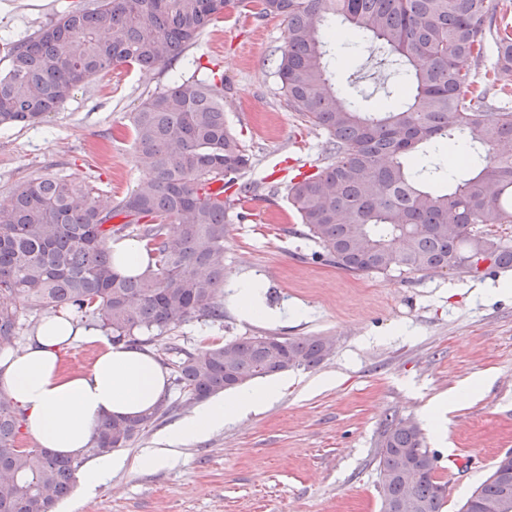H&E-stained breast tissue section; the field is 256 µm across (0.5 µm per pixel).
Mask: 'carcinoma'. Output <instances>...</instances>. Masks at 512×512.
Here are the masks:
<instances>
[{"instance_id": "carcinoma-1", "label": "carcinoma", "mask_w": 512, "mask_h": 512, "mask_svg": "<svg viewBox=\"0 0 512 512\" xmlns=\"http://www.w3.org/2000/svg\"><path fill=\"white\" fill-rule=\"evenodd\" d=\"M232 0H79L32 34L0 45V125L39 123L80 86L112 67L151 71L178 60ZM257 18L287 23L277 76L288 108L327 135L318 172L291 184L288 199L306 236L336 268L354 274L512 267V241L476 226L512 221V24L488 0H238ZM341 16L370 34L374 52L400 77L397 111L365 112L336 89L328 56ZM496 69L483 82L467 63L484 54ZM133 147L145 178L123 196L67 176L31 175L0 205V343L19 335L20 306L44 316L71 313L112 343L146 344L192 319L224 321L226 211L237 201L213 182L250 193L253 157L224 115V75L177 76L130 113ZM465 143V173H448L427 148ZM122 218L118 224L112 223ZM153 259L139 274L112 267L109 243L128 230ZM328 336H245L185 353L174 382L203 401L259 378L317 367ZM168 407L107 419L81 456L24 447L22 411L0 394V512H55L90 458L131 447ZM379 485L409 497L417 512H442L437 455L419 426L394 414L379 442ZM421 460L416 484L394 479L403 456ZM492 475L469 497V512L499 498Z\"/></svg>"}]
</instances>
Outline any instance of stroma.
Returning a JSON list of instances; mask_svg holds the SVG:
<instances>
[{
  "mask_svg": "<svg viewBox=\"0 0 512 512\" xmlns=\"http://www.w3.org/2000/svg\"><path fill=\"white\" fill-rule=\"evenodd\" d=\"M66 0H0V38L36 31ZM283 19L255 23L225 13L172 66L151 72L125 65L78 88L41 124L0 127V201L32 174L73 176L97 191L124 196L143 178L128 125L141 98L187 73L193 59L224 73V112L255 162L262 207L227 212L224 322L191 319L148 348L167 372L179 350L241 336H331L332 353L316 368L285 373L279 398L226 423L207 440L156 468L137 459L157 436L196 407L170 386V413L128 448L124 465L79 508L57 512H381L376 455L386 415L415 421L438 455L446 485L443 512H459L512 449V270L358 275L316 254L288 202L299 172L322 165L326 134L288 110L275 61L285 43ZM332 50L328 64L346 97L365 109L385 103L369 59L372 40ZM261 278L275 321L244 316L234 286ZM302 308L299 317L291 308ZM481 381L477 399L433 414V404Z\"/></svg>",
  "mask_w": 512,
  "mask_h": 512,
  "instance_id": "obj_1",
  "label": "stroma"
}]
</instances>
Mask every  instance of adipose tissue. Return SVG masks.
I'll list each match as a JSON object with an SVG mask.
<instances>
[{
	"label": "adipose tissue",
	"mask_w": 512,
	"mask_h": 512,
	"mask_svg": "<svg viewBox=\"0 0 512 512\" xmlns=\"http://www.w3.org/2000/svg\"><path fill=\"white\" fill-rule=\"evenodd\" d=\"M75 342L99 345L100 352L87 371L63 372L59 355ZM0 388L23 411L25 429L39 446L77 456L103 420L135 417L164 399L167 372L147 348L115 344L98 327L47 316L23 351L0 349ZM281 388L278 382L243 386L198 405L144 452L142 466L174 460L183 446L262 410Z\"/></svg>",
	"instance_id": "obj_1"
}]
</instances>
